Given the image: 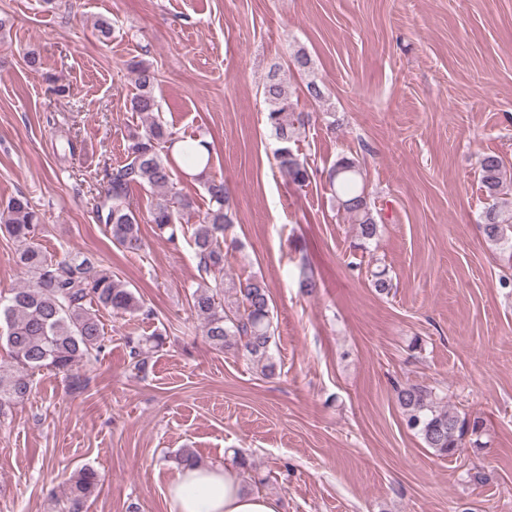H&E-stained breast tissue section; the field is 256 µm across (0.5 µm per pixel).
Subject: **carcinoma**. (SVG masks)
<instances>
[{
    "label": "carcinoma",
    "mask_w": 512,
    "mask_h": 512,
    "mask_svg": "<svg viewBox=\"0 0 512 512\" xmlns=\"http://www.w3.org/2000/svg\"><path fill=\"white\" fill-rule=\"evenodd\" d=\"M137 93L130 110L147 118L143 129L128 137L123 164L112 168L107 184L94 198L95 212L112 243L140 250L143 240L130 193L133 187L164 192L149 212V223L168 233L175 243L185 235L180 214L193 208V201L172 191L176 170L203 183L208 206L192 232L201 281L191 293L194 313L204 335L217 350L246 358L265 376L275 373L270 344L273 335L270 294L263 279L249 275L224 279L226 231L234 223L232 197L224 178L212 173L213 157L208 142L174 136L154 118L158 110L154 95L157 81L151 64L141 61L134 68ZM267 124L280 147L279 172L290 183L310 181L307 158L293 149L310 115L298 109L278 74L268 76L263 87ZM481 182L489 206L481 217L485 239L495 246H508L512 260V176L502 158L485 154L480 162ZM329 189L356 224L358 239L370 241L379 225L367 201L362 167L355 158L341 156L328 169ZM40 216L26 196L19 194L0 204V233L16 244L17 264L26 274L23 285L0 297V340L5 342L11 364L0 366V417L24 401L32 390V376L44 369L71 375L82 362L98 359L105 336L98 310L116 315L149 319L153 312L134 291L112 275V270L79 253L61 258L44 251L37 242ZM163 346L162 334L128 341L130 364L146 373L150 354ZM396 402L403 410L406 427L433 454L449 458L460 454L479 435L484 421L448 409L445 397L432 388L409 382L393 383ZM101 484L100 474L83 466L68 479L63 512H86V504Z\"/></svg>",
    "instance_id": "obj_1"
}]
</instances>
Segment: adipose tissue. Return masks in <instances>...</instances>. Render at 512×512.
I'll return each instance as SVG.
<instances>
[{"instance_id":"1","label":"adipose tissue","mask_w":512,"mask_h":512,"mask_svg":"<svg viewBox=\"0 0 512 512\" xmlns=\"http://www.w3.org/2000/svg\"><path fill=\"white\" fill-rule=\"evenodd\" d=\"M168 495L169 512H281L278 499L247 490L233 464L183 468Z\"/></svg>"}]
</instances>
